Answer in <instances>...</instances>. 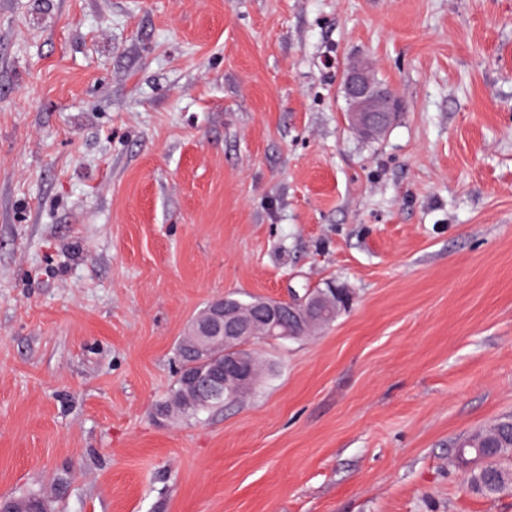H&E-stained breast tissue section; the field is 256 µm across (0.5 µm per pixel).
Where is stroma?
I'll return each mask as SVG.
<instances>
[{
	"label": "stroma",
	"instance_id": "35a3bbf8",
	"mask_svg": "<svg viewBox=\"0 0 512 512\" xmlns=\"http://www.w3.org/2000/svg\"><path fill=\"white\" fill-rule=\"evenodd\" d=\"M367 58L404 108L346 125ZM335 282L245 399L155 413L216 298ZM512 0H0V497L57 512H512ZM470 456V457H469ZM512 456V418H504L465 441L457 451L469 470L470 484L487 496L512 490V467L502 461ZM46 497L48 495L41 491H30L24 495L1 499L4 509L8 512H41L40 510L43 509L44 505L49 504Z\"/></svg>",
	"mask_w": 512,
	"mask_h": 512
}]
</instances>
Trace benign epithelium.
Wrapping results in <instances>:
<instances>
[{"mask_svg": "<svg viewBox=\"0 0 512 512\" xmlns=\"http://www.w3.org/2000/svg\"><path fill=\"white\" fill-rule=\"evenodd\" d=\"M349 128L360 136L383 131L398 116L401 101L392 91L381 88L370 63L351 66L343 79ZM309 314L306 298L255 300L247 305L212 301L192 323L186 339L191 359L204 369L189 377V387L201 401L237 399L256 381L253 355L242 342L259 338L286 340L288 314ZM224 349V363L212 361L211 354Z\"/></svg>", "mask_w": 512, "mask_h": 512, "instance_id": "7a95c632", "label": "benign epithelium"}]
</instances>
